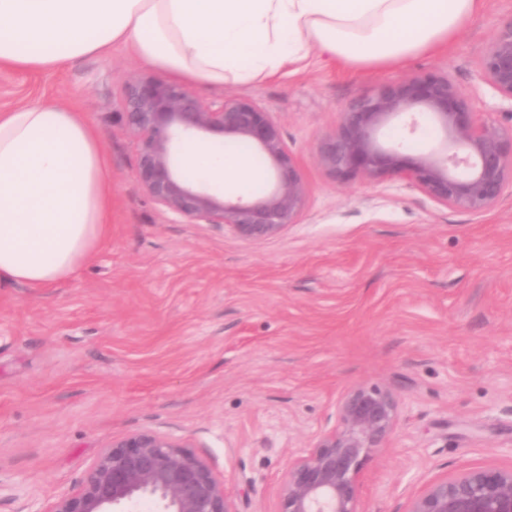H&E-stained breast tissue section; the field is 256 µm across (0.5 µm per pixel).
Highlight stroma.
<instances>
[{
  "label": "stroma",
  "mask_w": 512,
  "mask_h": 512,
  "mask_svg": "<svg viewBox=\"0 0 512 512\" xmlns=\"http://www.w3.org/2000/svg\"><path fill=\"white\" fill-rule=\"evenodd\" d=\"M512 0H484L448 47L350 70L311 55L249 84L193 85L254 101L309 187L279 237L182 224L142 190L116 112L148 73L128 49L48 72L0 69V113L73 105L101 133L112 224L93 259L45 288L0 286V512H50L112 441L186 440L235 512H276L294 451L335 421L350 386L401 400L387 447L360 473L359 512H404L426 482L512 467V191L483 214L407 178L343 185L313 159L351 99L406 75H448L475 111L512 124L478 78Z\"/></svg>",
  "instance_id": "obj_1"
}]
</instances>
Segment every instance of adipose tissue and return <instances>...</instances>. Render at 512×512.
<instances>
[{
    "label": "adipose tissue",
    "instance_id": "adipose-tissue-1",
    "mask_svg": "<svg viewBox=\"0 0 512 512\" xmlns=\"http://www.w3.org/2000/svg\"><path fill=\"white\" fill-rule=\"evenodd\" d=\"M483 0H0V67L49 71L126 44L186 83H250L311 52L345 65L395 64L447 44ZM180 161L215 188L247 191L242 155L195 143ZM112 186L100 133L75 110L0 114V285L46 287L101 244Z\"/></svg>",
    "mask_w": 512,
    "mask_h": 512
}]
</instances>
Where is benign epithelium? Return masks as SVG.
<instances>
[{
	"instance_id": "1",
	"label": "benign epithelium",
	"mask_w": 512,
	"mask_h": 512,
	"mask_svg": "<svg viewBox=\"0 0 512 512\" xmlns=\"http://www.w3.org/2000/svg\"><path fill=\"white\" fill-rule=\"evenodd\" d=\"M481 80L512 102V22L491 38L479 66ZM438 127L446 145L415 153L385 141V130L418 115ZM122 129L137 150L143 191L183 224H216L247 241L282 234L303 214L308 186L279 126L255 102L199 98L188 85L156 75L122 80ZM214 136L243 141L267 161L269 190L245 198L215 191L175 163L186 142ZM314 159L334 182L355 176L372 182L403 176L436 202L481 214L512 188V127L481 117L447 76L410 75L358 95L321 136ZM398 395L383 383H361L337 401L335 423L288 465L277 512H358L365 461L385 448L399 417ZM144 499L154 512H235L209 467L185 441L143 432L112 441L93 463L83 487L58 498L49 512H124ZM405 512H512V468L476 469L435 479L411 497Z\"/></svg>"
}]
</instances>
